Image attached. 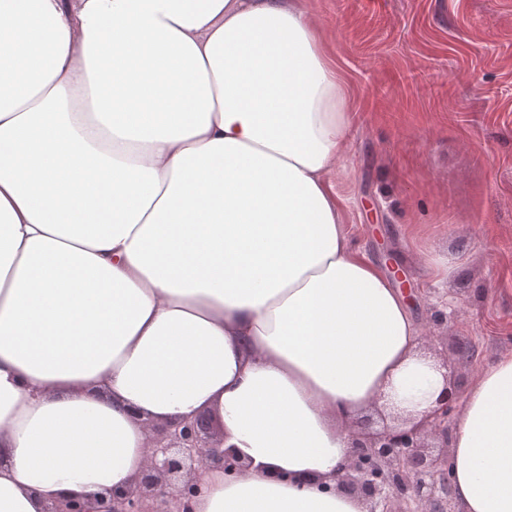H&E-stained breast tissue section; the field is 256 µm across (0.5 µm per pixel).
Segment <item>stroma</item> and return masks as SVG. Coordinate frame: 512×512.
<instances>
[{
	"label": "stroma",
	"mask_w": 512,
	"mask_h": 512,
	"mask_svg": "<svg viewBox=\"0 0 512 512\" xmlns=\"http://www.w3.org/2000/svg\"><path fill=\"white\" fill-rule=\"evenodd\" d=\"M310 6L354 97L336 182L349 236L448 366L458 408L512 350V0Z\"/></svg>",
	"instance_id": "35a3bbf8"
}]
</instances>
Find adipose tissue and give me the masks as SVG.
<instances>
[{"label": "adipose tissue", "instance_id": "1", "mask_svg": "<svg viewBox=\"0 0 512 512\" xmlns=\"http://www.w3.org/2000/svg\"><path fill=\"white\" fill-rule=\"evenodd\" d=\"M353 112L306 0H0V512L132 487L202 410L247 466L190 512H368L356 420L446 371L350 243ZM448 448L460 512H512V351Z\"/></svg>", "mask_w": 512, "mask_h": 512}]
</instances>
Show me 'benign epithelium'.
<instances>
[{"mask_svg": "<svg viewBox=\"0 0 512 512\" xmlns=\"http://www.w3.org/2000/svg\"><path fill=\"white\" fill-rule=\"evenodd\" d=\"M453 400V391L445 388L431 415L432 426L439 427L448 417ZM167 426L169 442L151 448L134 486L101 496L95 512H143L144 502L150 499L168 500L176 512H188L187 501L198 493L193 476L200 468L235 472L242 467L235 449L224 447V436L212 438L210 416L200 412L190 420L169 421ZM423 434V429L386 428L369 439H355L341 487L369 502L373 512L391 493L420 503L425 512H447L452 495L448 461L427 459L422 451Z\"/></svg>", "mask_w": 512, "mask_h": 512, "instance_id": "obj_1", "label": "benign epithelium"}]
</instances>
